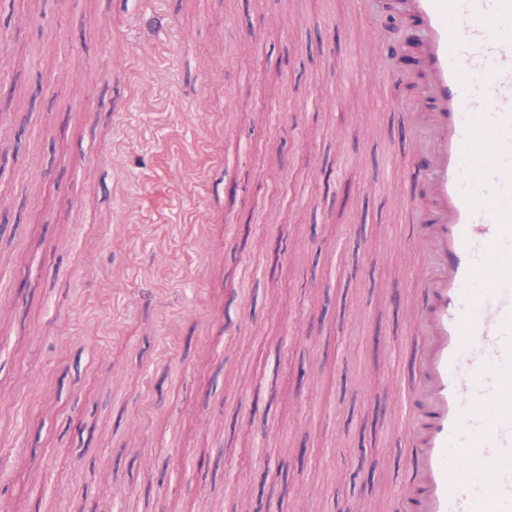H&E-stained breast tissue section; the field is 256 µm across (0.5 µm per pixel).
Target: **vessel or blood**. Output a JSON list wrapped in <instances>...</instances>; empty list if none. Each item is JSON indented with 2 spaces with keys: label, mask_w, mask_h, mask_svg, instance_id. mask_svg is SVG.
<instances>
[{
  "label": "vessel or blood",
  "mask_w": 512,
  "mask_h": 512,
  "mask_svg": "<svg viewBox=\"0 0 512 512\" xmlns=\"http://www.w3.org/2000/svg\"><path fill=\"white\" fill-rule=\"evenodd\" d=\"M403 11L422 37L424 83L396 106L422 197L404 243L422 262L393 512H512V0H403ZM455 457L495 480L464 487Z\"/></svg>",
  "instance_id": "1"
}]
</instances>
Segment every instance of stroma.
<instances>
[{
  "mask_svg": "<svg viewBox=\"0 0 512 512\" xmlns=\"http://www.w3.org/2000/svg\"><path fill=\"white\" fill-rule=\"evenodd\" d=\"M156 5L174 36L147 42L143 0H0V106L25 103L0 154V512H390L415 184L392 105L419 68L353 74L405 27L370 36L348 0Z\"/></svg>",
  "mask_w": 512,
  "mask_h": 512,
  "instance_id": "1",
  "label": "stroma"
}]
</instances>
